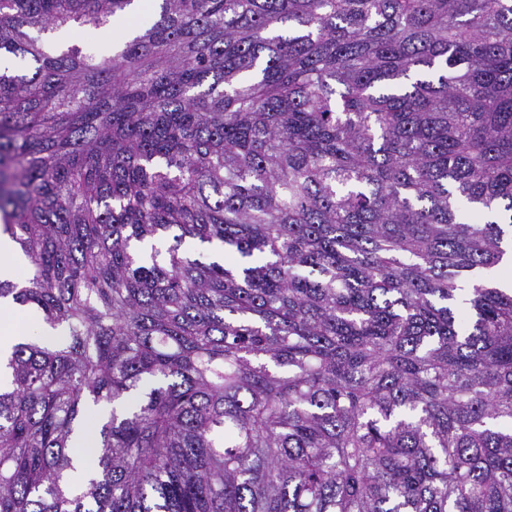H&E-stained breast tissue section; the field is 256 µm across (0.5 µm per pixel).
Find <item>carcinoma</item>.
Returning a JSON list of instances; mask_svg holds the SVG:
<instances>
[{
    "mask_svg": "<svg viewBox=\"0 0 512 512\" xmlns=\"http://www.w3.org/2000/svg\"><path fill=\"white\" fill-rule=\"evenodd\" d=\"M158 2L0 0V512H512V0ZM23 264L20 251L8 237L0 236V278L15 277L18 268ZM17 307L1 305L0 307V352L9 351L28 335L20 321L21 313Z\"/></svg>",
    "mask_w": 512,
    "mask_h": 512,
    "instance_id": "1",
    "label": "carcinoma"
}]
</instances>
